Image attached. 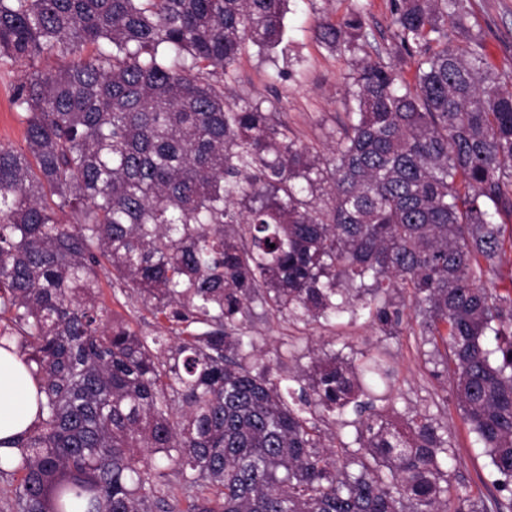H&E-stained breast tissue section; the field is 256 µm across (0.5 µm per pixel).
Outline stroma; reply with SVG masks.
Listing matches in <instances>:
<instances>
[{"mask_svg": "<svg viewBox=\"0 0 512 512\" xmlns=\"http://www.w3.org/2000/svg\"><path fill=\"white\" fill-rule=\"evenodd\" d=\"M353 0H288L281 45L269 52L246 46L229 86L240 99L273 104L275 121L287 125L303 143L327 150L340 137L348 110L344 86L352 72V57L321 42L316 22L336 21ZM470 32L483 39L489 61L512 75V0H472L467 20ZM21 68L0 69V143L22 145L24 126L12 106L13 87ZM256 343L254 363L277 364L281 375L308 368L317 356L339 353L353 365L367 356L382 359L390 374L367 383L377 407L405 416L426 410L447 423L457 453L454 483L466 484L483 496L494 489L488 481L490 459L475 442L444 381L431 375L428 347L404 331L383 335L367 317L341 316L330 322L305 324L267 316L255 310L247 321Z\"/></svg>", "mask_w": 512, "mask_h": 512, "instance_id": "35a3bbf8", "label": "stroma"}]
</instances>
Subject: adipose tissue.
Instances as JSON below:
<instances>
[{
	"label": "adipose tissue",
	"mask_w": 512,
	"mask_h": 512,
	"mask_svg": "<svg viewBox=\"0 0 512 512\" xmlns=\"http://www.w3.org/2000/svg\"><path fill=\"white\" fill-rule=\"evenodd\" d=\"M37 385L13 354L0 350V454L15 453L18 438L35 420Z\"/></svg>",
	"instance_id": "1"
}]
</instances>
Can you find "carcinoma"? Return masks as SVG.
I'll use <instances>...</instances> for the list:
<instances>
[{
    "label": "carcinoma",
    "mask_w": 512,
    "mask_h": 512,
    "mask_svg": "<svg viewBox=\"0 0 512 512\" xmlns=\"http://www.w3.org/2000/svg\"><path fill=\"white\" fill-rule=\"evenodd\" d=\"M285 2L0 0V67H26L24 146L0 144V348L40 392L0 512H512V287L484 284L512 213V76L481 36L448 40L470 0H393L389 60L362 7L323 17L326 46L363 54L323 157L221 80L282 42ZM106 267L173 342L113 317ZM392 293L505 499L453 485L447 426L392 421L352 365H248L253 302L397 335ZM350 411L358 447L324 444L310 416Z\"/></svg>",
    "instance_id": "obj_1"
}]
</instances>
